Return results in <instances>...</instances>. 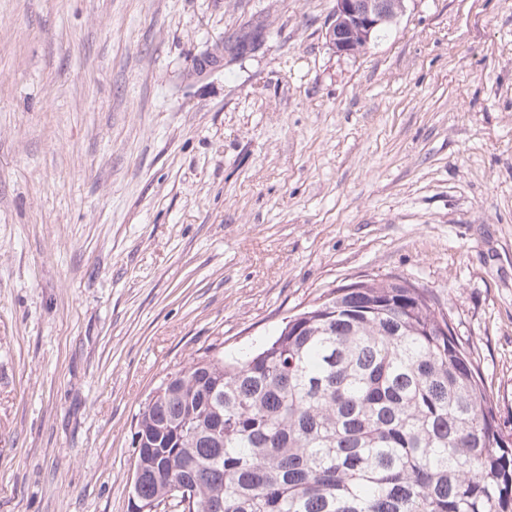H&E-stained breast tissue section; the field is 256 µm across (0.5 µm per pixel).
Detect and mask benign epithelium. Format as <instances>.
Returning <instances> with one entry per match:
<instances>
[{"instance_id":"obj_1","label":"benign epithelium","mask_w":512,"mask_h":512,"mask_svg":"<svg viewBox=\"0 0 512 512\" xmlns=\"http://www.w3.org/2000/svg\"><path fill=\"white\" fill-rule=\"evenodd\" d=\"M335 6L326 28V38L340 55H355L362 51L374 32L387 25L396 14L404 11V0H334ZM239 56L237 39H220L189 71L188 78L201 80L214 70L224 67V57ZM131 512H161L156 503H145L134 487L128 489Z\"/></svg>"}]
</instances>
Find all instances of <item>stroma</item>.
I'll return each instance as SVG.
<instances>
[{
  "instance_id": "obj_1",
  "label": "stroma",
  "mask_w": 512,
  "mask_h": 512,
  "mask_svg": "<svg viewBox=\"0 0 512 512\" xmlns=\"http://www.w3.org/2000/svg\"><path fill=\"white\" fill-rule=\"evenodd\" d=\"M332 8L0 0V512H128L168 374L368 278L428 288L512 429V0H406L356 55ZM238 52L237 38L231 36L224 40L222 37L194 65L187 78L201 80L208 77L214 70L224 67V57L228 54L240 57Z\"/></svg>"
}]
</instances>
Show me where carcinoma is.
<instances>
[{
    "label": "carcinoma",
    "mask_w": 512,
    "mask_h": 512,
    "mask_svg": "<svg viewBox=\"0 0 512 512\" xmlns=\"http://www.w3.org/2000/svg\"><path fill=\"white\" fill-rule=\"evenodd\" d=\"M136 414L138 492L175 512H512L505 435L426 290L351 283L240 356L192 359Z\"/></svg>",
    "instance_id": "carcinoma-1"
}]
</instances>
